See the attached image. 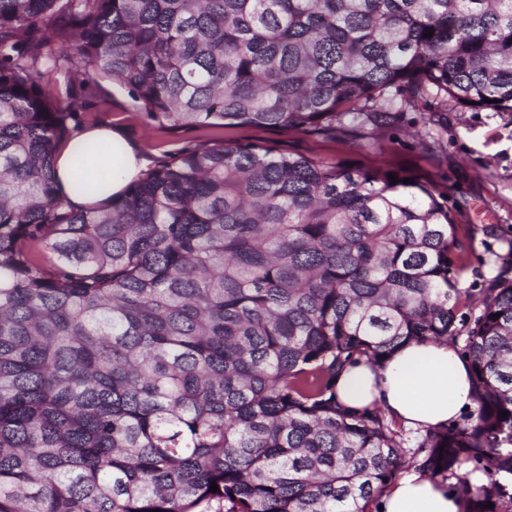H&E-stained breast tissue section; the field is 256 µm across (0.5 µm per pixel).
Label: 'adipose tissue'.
I'll list each match as a JSON object with an SVG mask.
<instances>
[{
  "mask_svg": "<svg viewBox=\"0 0 512 512\" xmlns=\"http://www.w3.org/2000/svg\"><path fill=\"white\" fill-rule=\"evenodd\" d=\"M109 143L111 155L98 156L86 170L96 178L102 169L112 172V192L121 194L145 169L141 153L127 143L120 130L81 129L58 147L56 176L68 186L76 174L74 156L92 144ZM468 360L451 345L412 342L400 347L381 367L365 363L348 366L339 376V400L352 408L379 407L387 419L415 432L437 430L475 410ZM382 512H461L459 493L446 481L416 468L405 469L381 496Z\"/></svg>",
  "mask_w": 512,
  "mask_h": 512,
  "instance_id": "adipose-tissue-1",
  "label": "adipose tissue"
}]
</instances>
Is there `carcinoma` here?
Segmentation results:
<instances>
[{
  "instance_id": "cac0c4a2",
  "label": "carcinoma",
  "mask_w": 512,
  "mask_h": 512,
  "mask_svg": "<svg viewBox=\"0 0 512 512\" xmlns=\"http://www.w3.org/2000/svg\"><path fill=\"white\" fill-rule=\"evenodd\" d=\"M50 44L165 128L369 142L433 101L512 112V0H0V512H369L416 464L462 512H512V265L457 316L446 197L221 141L75 209ZM460 339L461 423L413 435L337 397L355 361Z\"/></svg>"
}]
</instances>
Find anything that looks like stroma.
I'll return each instance as SVG.
<instances>
[{"instance_id":"1","label":"stroma","mask_w":512,"mask_h":512,"mask_svg":"<svg viewBox=\"0 0 512 512\" xmlns=\"http://www.w3.org/2000/svg\"><path fill=\"white\" fill-rule=\"evenodd\" d=\"M44 87L67 111L77 113L86 128L120 129L156 167L197 145L215 140L269 143L312 158L346 161L362 170H395L442 191L456 224L471 228L465 240L469 267L459 279L461 292L474 293L494 278L499 257L512 240V112L451 108L438 110L429 149L411 136L420 120L406 112L398 123L383 128L379 142H339L322 136L271 131L261 127L162 129L148 126L128 88L104 79L73 80L52 57L42 60ZM496 228L483 233L484 225Z\"/></svg>"}]
</instances>
